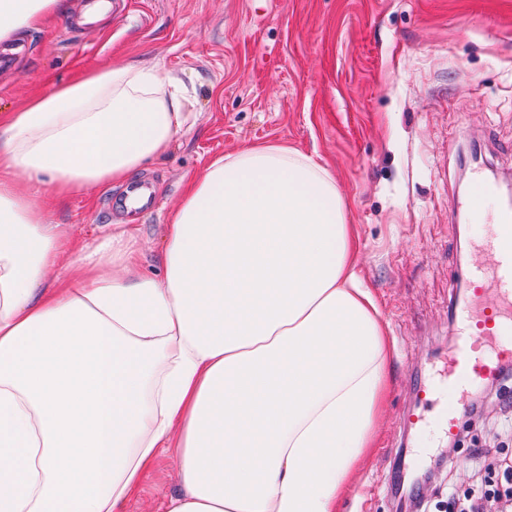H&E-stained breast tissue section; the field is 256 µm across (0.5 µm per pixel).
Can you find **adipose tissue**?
I'll use <instances>...</instances> for the list:
<instances>
[{
  "instance_id": "adipose-tissue-1",
  "label": "adipose tissue",
  "mask_w": 512,
  "mask_h": 512,
  "mask_svg": "<svg viewBox=\"0 0 512 512\" xmlns=\"http://www.w3.org/2000/svg\"><path fill=\"white\" fill-rule=\"evenodd\" d=\"M64 12L0 0V46ZM190 118L136 61L0 118V512H125L169 448L167 512H340L362 474L395 347L326 167L274 144L214 159L160 277L133 225L79 243L46 211L127 182Z\"/></svg>"
}]
</instances>
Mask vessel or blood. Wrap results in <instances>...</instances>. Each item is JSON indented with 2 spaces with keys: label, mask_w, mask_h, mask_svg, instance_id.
I'll list each match as a JSON object with an SVG mask.
<instances>
[{
  "label": "vessel or blood",
  "mask_w": 512,
  "mask_h": 512,
  "mask_svg": "<svg viewBox=\"0 0 512 512\" xmlns=\"http://www.w3.org/2000/svg\"><path fill=\"white\" fill-rule=\"evenodd\" d=\"M494 187L475 180L459 208L480 213ZM468 293L451 301V321L456 334L443 365L417 385L420 409L409 421L416 433L428 422L454 431L462 412L463 395L476 386L496 381L502 366L512 363V345L496 338L512 328V208L499 209L491 234L471 247L466 271Z\"/></svg>",
  "instance_id": "obj_1"
}]
</instances>
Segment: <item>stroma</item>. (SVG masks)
Listing matches in <instances>:
<instances>
[{"mask_svg":"<svg viewBox=\"0 0 512 512\" xmlns=\"http://www.w3.org/2000/svg\"><path fill=\"white\" fill-rule=\"evenodd\" d=\"M129 2L89 22L88 0H66L63 18L0 52V113L131 58L179 77L192 102L191 127L136 176L153 206L127 210L128 185H104L58 202L55 220L78 240L136 225L144 268L158 275L164 217L215 158L281 143L324 164L359 228L361 274L397 350L380 436L342 512H396L399 482L418 512H449V490L512 462L502 386L477 387L478 410L462 413L453 437L434 427L422 445L407 424L412 377L447 350L450 288L485 231L451 214L470 184L471 149L486 173L512 180V0ZM178 489L170 450L125 512H164Z\"/></svg>","mask_w":512,"mask_h":512,"instance_id":"stroma-1","label":"stroma"}]
</instances>
